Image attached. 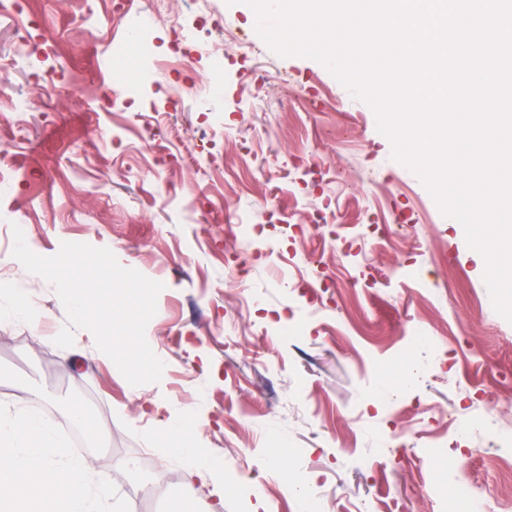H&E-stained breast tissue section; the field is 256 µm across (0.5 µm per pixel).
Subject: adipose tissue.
Segmentation results:
<instances>
[{
    "label": "adipose tissue",
    "instance_id": "obj_1",
    "mask_svg": "<svg viewBox=\"0 0 512 512\" xmlns=\"http://www.w3.org/2000/svg\"><path fill=\"white\" fill-rule=\"evenodd\" d=\"M10 438L0 440V501L10 502L12 512H37L46 501L48 512H89L85 496L94 471L88 459L72 458L65 476H58L49 452L55 438L51 425L40 415L24 413L11 425ZM190 413L174 421L167 451L183 460L190 478L207 481L217 461L194 448ZM95 482V481H94Z\"/></svg>",
    "mask_w": 512,
    "mask_h": 512
}]
</instances>
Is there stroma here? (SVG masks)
Instances as JSON below:
<instances>
[{
  "label": "stroma",
  "instance_id": "stroma-1",
  "mask_svg": "<svg viewBox=\"0 0 512 512\" xmlns=\"http://www.w3.org/2000/svg\"><path fill=\"white\" fill-rule=\"evenodd\" d=\"M23 2L0 11V222L38 255L106 247L161 282L145 335L164 369L133 386L89 330L57 346L63 303L4 232L0 429L48 420L58 468L87 457L110 488L93 512H302L305 486L317 512H448L416 490L460 475L512 512V402L486 415L512 386V323L374 110L320 62L266 56L240 0H137L122 19L112 0ZM179 25L205 46L235 33L220 96L205 61H177ZM15 97L36 105L16 115ZM186 409L214 482L164 452Z\"/></svg>",
  "mask_w": 512,
  "mask_h": 512
}]
</instances>
